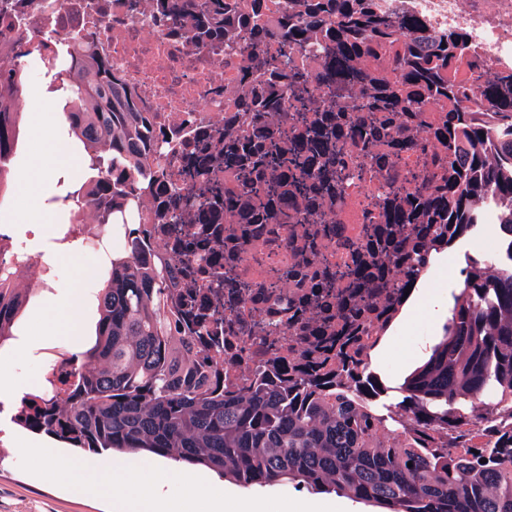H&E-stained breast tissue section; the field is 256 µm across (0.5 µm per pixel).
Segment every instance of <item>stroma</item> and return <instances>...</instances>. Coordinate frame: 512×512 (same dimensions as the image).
<instances>
[{
    "mask_svg": "<svg viewBox=\"0 0 512 512\" xmlns=\"http://www.w3.org/2000/svg\"><path fill=\"white\" fill-rule=\"evenodd\" d=\"M47 149L44 138L33 134L31 118H24L8 186L9 193L19 196L24 206L6 216V223H25L28 213L25 203L30 199L31 186L23 179L22 173L32 157ZM496 248L497 237L492 225H478L458 242L454 262L434 271L420 320L411 321L397 334L389 350L372 367L388 390L396 392L404 386L412 375L407 368L408 362L415 359L423 343L439 336L440 331L432 314L433 307L447 296L459 294L460 271L465 266L466 256L489 255ZM88 317L89 326L81 339L48 335L45 327L52 314L47 307L45 291L41 288L33 291L28 305L21 311L13 327L15 340L27 342V350L18 354L14 352L12 343L0 346V357H12L24 392H33L39 374L52 365L54 353L62 350L74 352L94 344L98 309H90ZM30 436V431L13 422L11 409L0 412V512H113L110 498H77L70 495L64 486L47 480L40 463L31 459L23 448L25 439Z\"/></svg>",
    "mask_w": 512,
    "mask_h": 512,
    "instance_id": "obj_1",
    "label": "stroma"
}]
</instances>
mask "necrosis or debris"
Segmentation results:
<instances>
[{
    "label": "necrosis or debris",
    "instance_id": "1",
    "mask_svg": "<svg viewBox=\"0 0 512 512\" xmlns=\"http://www.w3.org/2000/svg\"><path fill=\"white\" fill-rule=\"evenodd\" d=\"M168 0H14L0 16V31L13 40L0 57L37 56L56 76L65 53L92 48L105 58L112 80L136 111L145 113L151 137L146 165L137 176L136 204L121 224H67L57 242L77 243L102 263L124 240L128 225L142 224L148 250L162 256L175 287L166 316L180 335L200 337L211 361L224 365V389L237 392L272 375L282 365L294 370H335L342 354H371L400 315L401 293L381 290L379 274L402 281L406 270L390 260L398 225L387 214L394 195L386 162L399 156L404 171L432 172L431 159L450 152L434 131L450 103L432 98L419 118L407 121L406 141L383 131L362 149L347 144L345 175L326 192L294 201L292 213L316 216L313 224L284 222L274 202L259 221H224V198H205L212 186L236 189V169L224 153L253 140L258 124L240 111L262 71L242 53L235 31L211 39L199 31L192 8L171 11ZM384 14L418 17L434 35L449 29L468 36L466 59L450 72L467 80L470 63L499 78L512 77V0H375ZM173 197L183 206H170ZM34 231L16 235L0 225L7 258L33 273V287L53 275L52 245L35 248ZM358 270L356 287L337 280V270ZM241 287H231V279ZM372 301L358 333L336 315L340 300Z\"/></svg>",
    "mask_w": 512,
    "mask_h": 512
}]
</instances>
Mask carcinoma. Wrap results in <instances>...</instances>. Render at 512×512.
Instances as JSON below:
<instances>
[{"mask_svg":"<svg viewBox=\"0 0 512 512\" xmlns=\"http://www.w3.org/2000/svg\"><path fill=\"white\" fill-rule=\"evenodd\" d=\"M296 2L301 11L295 18L247 29L244 49L264 61L269 44L298 49L307 27H321L333 67L316 76L291 73L297 88L291 116L257 113V121L280 130L276 137L259 134L249 147L252 166L240 169L249 209L263 210L280 197V181L262 180L260 172L286 175L288 165L303 158L307 141L288 131L304 126L311 97L334 99L350 74L364 80L361 66L372 43L399 32L388 67L403 90L386 97L384 108L417 117L426 99L448 97L452 107L438 136L451 140L458 156L443 160L448 178L441 184L424 173L390 170L395 192L415 190L414 205L393 210L391 223L426 218L414 237L397 241L393 260L417 277L426 266L427 243L465 237L480 224L478 205L488 197L504 205L495 234L505 254L467 257L444 338L397 402L385 403V387L369 364L353 358L342 361L345 378L261 382L226 396L223 366L195 364L192 338L172 334L165 307L173 289L161 264L143 255L144 230L134 224L127 249L106 266L108 278L97 293L95 344L83 355L61 354L82 367L67 382V397L28 394L18 421L83 451H146L201 464L245 489L296 482L390 512H512V92L473 63L470 84L448 82L447 72L466 50L464 32L430 36L413 17L377 13L373 0ZM21 63L0 62V193L7 190L19 137ZM63 72L73 102L65 118L87 175L73 195L81 213L86 191L114 200L133 194L148 126L112 85L105 60L78 52ZM476 103L487 107L493 125L478 121ZM356 110L358 127L376 131L378 106L366 101ZM20 266L0 259V346L30 299ZM475 430L488 443L473 453L459 437Z\"/></svg>","mask_w":512,"mask_h":512,"instance_id":"carcinoma-1","label":"carcinoma"}]
</instances>
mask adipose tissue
<instances>
[{
	"label": "adipose tissue",
	"mask_w": 512,
	"mask_h": 512,
	"mask_svg": "<svg viewBox=\"0 0 512 512\" xmlns=\"http://www.w3.org/2000/svg\"><path fill=\"white\" fill-rule=\"evenodd\" d=\"M48 304L53 313L50 332L76 334L81 324L84 298L77 296L71 286L58 284L50 294ZM28 451L40 459L47 479L62 482L78 498L111 493L120 512H179L178 505L169 502L162 491L165 484L175 479L186 486L188 500L197 506L199 512H263L254 499L211 496L210 482L206 477L174 467L158 469L150 480L143 477L145 464L136 460L111 465L88 460L71 470L62 471L55 463L56 449L33 441Z\"/></svg>",
	"instance_id": "1"
}]
</instances>
